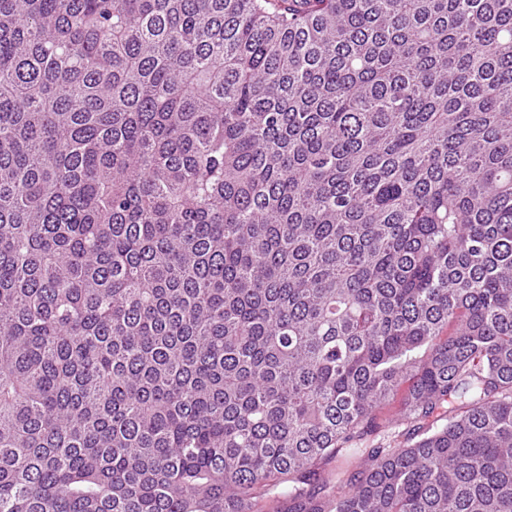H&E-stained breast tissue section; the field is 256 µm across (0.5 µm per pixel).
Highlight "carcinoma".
<instances>
[{"instance_id": "cac0c4a2", "label": "carcinoma", "mask_w": 512, "mask_h": 512, "mask_svg": "<svg viewBox=\"0 0 512 512\" xmlns=\"http://www.w3.org/2000/svg\"><path fill=\"white\" fill-rule=\"evenodd\" d=\"M285 484L512 512V0H0V512Z\"/></svg>"}]
</instances>
